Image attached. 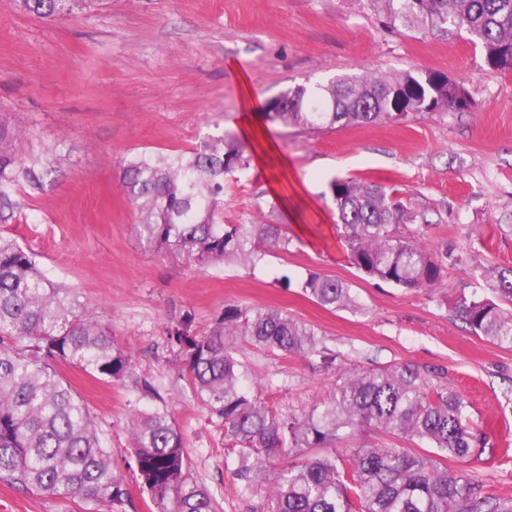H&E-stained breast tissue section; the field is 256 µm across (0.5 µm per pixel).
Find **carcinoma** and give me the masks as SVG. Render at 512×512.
<instances>
[{
  "label": "carcinoma",
  "instance_id": "obj_1",
  "mask_svg": "<svg viewBox=\"0 0 512 512\" xmlns=\"http://www.w3.org/2000/svg\"><path fill=\"white\" fill-rule=\"evenodd\" d=\"M79 0H21L41 18L72 14ZM383 26L424 35L459 36L482 48L486 64L512 71V0H369ZM473 101L446 75L407 70L393 77L339 75L313 87L299 85L268 100L265 115L283 126L312 131L349 124L400 121L414 115L463 112ZM250 167L234 133L207 139L191 152L142 151L122 166L123 192L138 212L134 232L158 253L185 254L198 270L226 260L258 265L269 251L286 253L292 239L278 224H226L224 177ZM21 168L0 128V202L9 201ZM329 191L352 265L400 288L437 290L441 267L399 224L409 219L397 191L355 178L332 179ZM496 299L465 290L452 308L469 329L512 348V266H481ZM303 291L322 306L344 308L355 299L348 284L310 274ZM179 374L195 400L224 427V447L236 456L232 476L261 498L250 512H512L464 473L431 455L405 448H357L351 463L336 444L358 430L435 448L454 459L479 457L487 436L468 419L469 402L410 365L379 372L338 373L333 389L308 411H279L254 394L253 378L230 346L241 337L268 355H323L318 333L279 309L226 305L207 333L186 318L165 329ZM104 381L135 379L155 400L129 418L127 466L155 512H219L215 493L191 473L185 443L157 389L135 377L131 355L112 339L95 311L70 288L54 283L33 254L0 238V480L49 495L78 497L110 512H125L129 484L112 459L87 403L65 384L59 366ZM311 448H329L311 455ZM291 457L272 472L268 459Z\"/></svg>",
  "mask_w": 512,
  "mask_h": 512
}]
</instances>
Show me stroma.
<instances>
[{
    "label": "stroma",
    "mask_w": 512,
    "mask_h": 512,
    "mask_svg": "<svg viewBox=\"0 0 512 512\" xmlns=\"http://www.w3.org/2000/svg\"><path fill=\"white\" fill-rule=\"evenodd\" d=\"M432 71L464 85L468 112L312 133L266 123V169L227 176L224 221L279 224L291 237L250 269L234 262L200 272L183 257L148 250L120 188L122 163L147 150L189 152L206 135L238 132L243 90L258 102L299 84L343 75ZM0 125L26 172L0 208V237L76 288L153 382L184 438L195 477L223 512H249L232 477L224 429L175 369L163 330L192 314L208 331L224 305L282 310L313 326L329 353L273 356L237 339L236 354L274 407L310 409L338 371L408 364L441 376L470 402L491 445L512 444V348L474 335L452 312L456 289L484 292L471 268L512 265V72L490 69L460 38L382 29L366 0H99L67 19L38 18L0 0ZM336 177L399 191L414 216L403 234L431 253L463 256L442 270L436 293L396 288L351 265L327 197ZM347 283L355 308L326 309L301 289L308 273ZM60 373L88 404L116 462L131 445L136 379L104 382L78 368ZM448 469L512 498V461L448 459ZM0 512H84L73 497L0 481Z\"/></svg>",
    "instance_id": "1"
}]
</instances>
